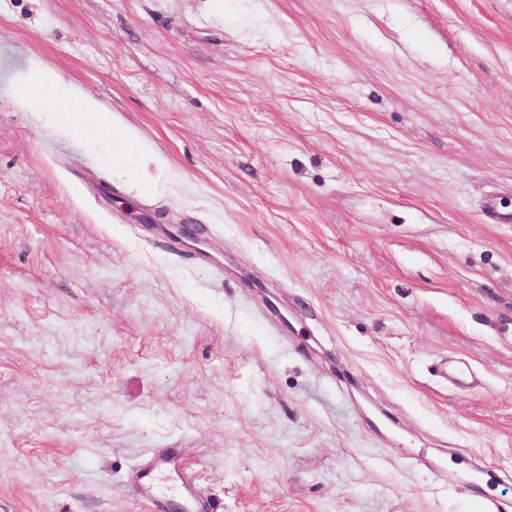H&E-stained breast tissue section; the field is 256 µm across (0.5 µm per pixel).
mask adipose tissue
<instances>
[{
    "instance_id": "obj_1",
    "label": "adipose tissue",
    "mask_w": 512,
    "mask_h": 512,
    "mask_svg": "<svg viewBox=\"0 0 512 512\" xmlns=\"http://www.w3.org/2000/svg\"><path fill=\"white\" fill-rule=\"evenodd\" d=\"M11 97L26 111L64 123L79 138L110 142L113 160L121 172L136 175L135 160L143 149L137 135L106 113L97 99L77 88L60 87L50 68L36 65L13 86Z\"/></svg>"
}]
</instances>
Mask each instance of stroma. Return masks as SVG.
I'll list each match as a JSON object with an SVG mask.
<instances>
[{
  "label": "stroma",
  "mask_w": 512,
  "mask_h": 512,
  "mask_svg": "<svg viewBox=\"0 0 512 512\" xmlns=\"http://www.w3.org/2000/svg\"><path fill=\"white\" fill-rule=\"evenodd\" d=\"M36 62L140 178L13 103ZM491 194L512 0H0V512H512Z\"/></svg>",
  "instance_id": "1"
}]
</instances>
